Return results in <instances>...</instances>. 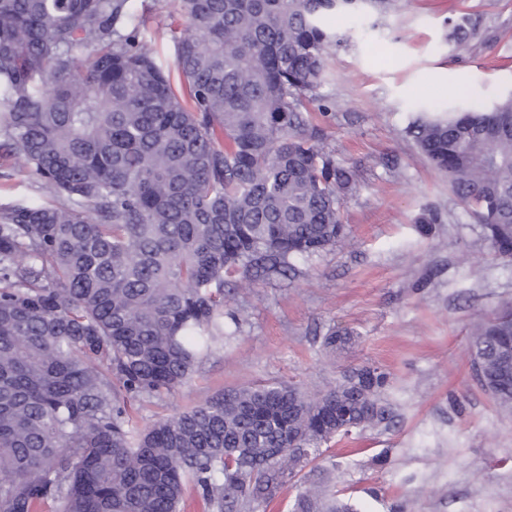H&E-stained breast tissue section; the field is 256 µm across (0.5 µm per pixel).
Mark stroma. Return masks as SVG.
Returning <instances> with one entry per match:
<instances>
[{
	"label": "stroma",
	"mask_w": 512,
	"mask_h": 512,
	"mask_svg": "<svg viewBox=\"0 0 512 512\" xmlns=\"http://www.w3.org/2000/svg\"><path fill=\"white\" fill-rule=\"evenodd\" d=\"M469 15L489 39L459 45ZM344 44L308 108L323 143L357 170L342 201L347 237L292 281L228 302L241 319L224 349L171 393L134 403L137 428L231 386L333 387L384 369L385 419L323 447L336 491L358 512H512V415L470 375L473 326L512 304V259L495 256L446 175L407 133L420 106H489L512 93V0H397L335 20ZM434 214L438 223L422 218ZM348 331V350L323 338Z\"/></svg>",
	"instance_id": "obj_1"
}]
</instances>
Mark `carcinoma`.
I'll return each mask as SVG.
<instances>
[{
	"mask_svg": "<svg viewBox=\"0 0 512 512\" xmlns=\"http://www.w3.org/2000/svg\"><path fill=\"white\" fill-rule=\"evenodd\" d=\"M162 63L135 0H0V161L50 197L0 203V512H207L272 501L283 477L385 419L387 374L310 394L232 387L132 426L224 347L226 288L272 283L345 237L352 172L307 102L333 19L395 0H174ZM448 39L479 41L462 15ZM494 250L512 257V95L407 129ZM471 367L512 411V309L476 326ZM290 512H358L318 469Z\"/></svg>",
	"mask_w": 512,
	"mask_h": 512,
	"instance_id": "obj_1",
	"label": "carcinoma"
}]
</instances>
